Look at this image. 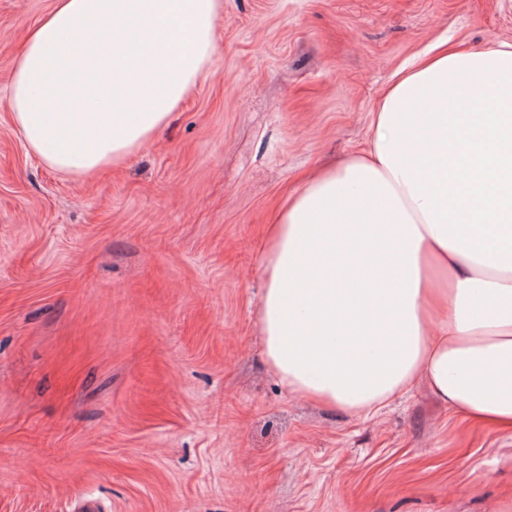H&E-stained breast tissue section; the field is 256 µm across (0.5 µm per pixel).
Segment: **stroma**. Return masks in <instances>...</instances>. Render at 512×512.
I'll return each instance as SVG.
<instances>
[{
    "mask_svg": "<svg viewBox=\"0 0 512 512\" xmlns=\"http://www.w3.org/2000/svg\"><path fill=\"white\" fill-rule=\"evenodd\" d=\"M51 3L0 0V512H512V434L422 384L302 400L260 332L274 212L365 147L415 56L512 42V0H221L195 90L91 177L8 118Z\"/></svg>",
    "mask_w": 512,
    "mask_h": 512,
    "instance_id": "stroma-1",
    "label": "stroma"
}]
</instances>
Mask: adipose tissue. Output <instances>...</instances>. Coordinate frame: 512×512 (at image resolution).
<instances>
[{
  "label": "adipose tissue",
  "mask_w": 512,
  "mask_h": 512,
  "mask_svg": "<svg viewBox=\"0 0 512 512\" xmlns=\"http://www.w3.org/2000/svg\"><path fill=\"white\" fill-rule=\"evenodd\" d=\"M220 0H52L9 108L66 174L124 161L214 56ZM264 355L295 395L379 410L420 382L512 434V43L434 47L378 97L366 149L288 196L266 234Z\"/></svg>",
  "instance_id": "adipose-tissue-1"
}]
</instances>
